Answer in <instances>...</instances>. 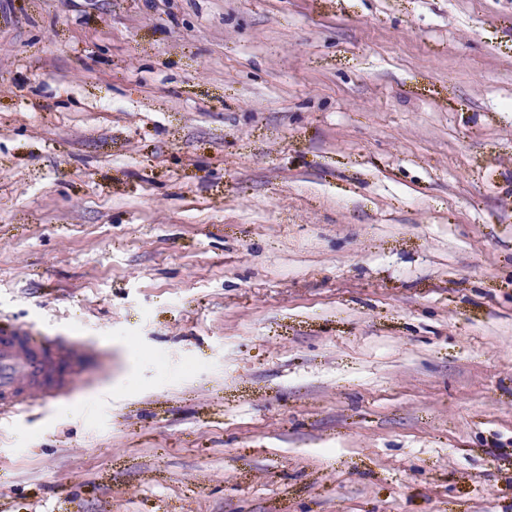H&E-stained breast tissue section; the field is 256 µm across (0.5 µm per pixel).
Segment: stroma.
Returning <instances> with one entry per match:
<instances>
[{"instance_id": "35a3bbf8", "label": "stroma", "mask_w": 512, "mask_h": 512, "mask_svg": "<svg viewBox=\"0 0 512 512\" xmlns=\"http://www.w3.org/2000/svg\"><path fill=\"white\" fill-rule=\"evenodd\" d=\"M0 512H512V0H0ZM75 369L71 345L33 336L28 328L0 330V415H18L32 401L67 398Z\"/></svg>"}]
</instances>
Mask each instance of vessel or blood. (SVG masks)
<instances>
[{"instance_id":"obj_1","label":"vessel or blood","mask_w":512,"mask_h":512,"mask_svg":"<svg viewBox=\"0 0 512 512\" xmlns=\"http://www.w3.org/2000/svg\"><path fill=\"white\" fill-rule=\"evenodd\" d=\"M75 369L71 345L34 335L28 328L0 330V415L20 414L33 401L67 398Z\"/></svg>"}]
</instances>
